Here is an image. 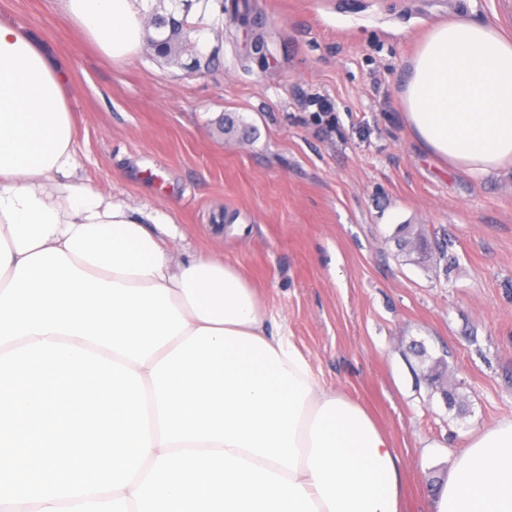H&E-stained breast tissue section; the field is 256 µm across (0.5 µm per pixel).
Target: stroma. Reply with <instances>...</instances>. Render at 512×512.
<instances>
[{
  "label": "stroma",
  "instance_id": "stroma-1",
  "mask_svg": "<svg viewBox=\"0 0 512 512\" xmlns=\"http://www.w3.org/2000/svg\"><path fill=\"white\" fill-rule=\"evenodd\" d=\"M150 0L196 12L178 58L125 63L59 0H0L67 62L84 184L169 217L187 252L237 264L329 390L365 406L427 512L453 458L512 418V171L419 152L399 94L435 23L512 33V0ZM325 95L336 131L307 107ZM428 250L398 247L401 226ZM455 393L445 404L430 365Z\"/></svg>",
  "mask_w": 512,
  "mask_h": 512
}]
</instances>
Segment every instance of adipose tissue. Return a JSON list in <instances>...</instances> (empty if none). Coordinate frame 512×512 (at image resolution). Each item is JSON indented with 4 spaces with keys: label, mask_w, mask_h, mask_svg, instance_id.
I'll return each instance as SVG.
<instances>
[{
    "label": "adipose tissue",
    "mask_w": 512,
    "mask_h": 512,
    "mask_svg": "<svg viewBox=\"0 0 512 512\" xmlns=\"http://www.w3.org/2000/svg\"><path fill=\"white\" fill-rule=\"evenodd\" d=\"M105 56L133 57L148 0H62ZM419 150L475 176L512 167V37L494 23L432 27L401 93ZM65 60L0 18V348L44 339L118 355L147 396V463L228 451L302 485L319 512H401L389 437L326 389L230 262L177 259L172 222L77 180ZM430 512H512V419L453 461Z\"/></svg>",
    "instance_id": "1"
}]
</instances>
